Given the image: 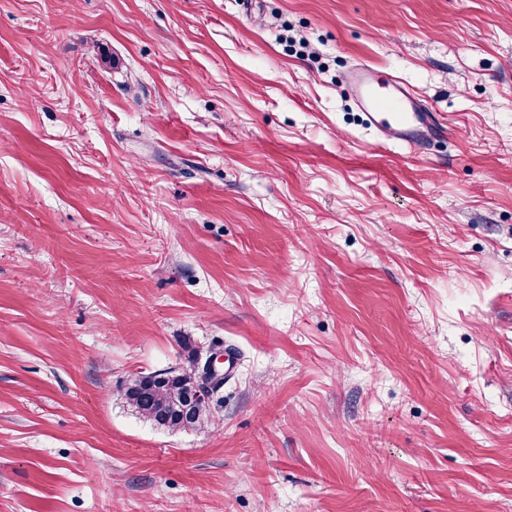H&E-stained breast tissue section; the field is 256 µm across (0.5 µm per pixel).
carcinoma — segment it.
Wrapping results in <instances>:
<instances>
[{"instance_id": "obj_1", "label": "carcinoma", "mask_w": 512, "mask_h": 512, "mask_svg": "<svg viewBox=\"0 0 512 512\" xmlns=\"http://www.w3.org/2000/svg\"><path fill=\"white\" fill-rule=\"evenodd\" d=\"M189 368L168 371L162 380L140 375L121 393V398L140 419L163 430H197L208 420L206 401L195 396L198 380L196 351L189 350Z\"/></svg>"}]
</instances>
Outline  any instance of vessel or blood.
Wrapping results in <instances>:
<instances>
[{
	"instance_id": "obj_1",
	"label": "vessel or blood",
	"mask_w": 512,
	"mask_h": 512,
	"mask_svg": "<svg viewBox=\"0 0 512 512\" xmlns=\"http://www.w3.org/2000/svg\"><path fill=\"white\" fill-rule=\"evenodd\" d=\"M346 83L370 127L388 142L414 149L440 134L429 107L401 78L363 65L348 73Z\"/></svg>"
}]
</instances>
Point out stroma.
Segmentation results:
<instances>
[{
	"label": "stroma",
	"instance_id": "obj_1",
	"mask_svg": "<svg viewBox=\"0 0 512 512\" xmlns=\"http://www.w3.org/2000/svg\"><path fill=\"white\" fill-rule=\"evenodd\" d=\"M0 512H512V0H0ZM346 83L370 127L388 142L412 150L440 134L433 112L401 78L361 65ZM189 351V368L157 375H166L162 380H145L139 375L121 393V398L140 419L163 430H197L208 420L207 400L196 398L195 383L198 380L196 351L185 342ZM225 358V359H224ZM236 354L232 350L224 349V357H218L214 352H211L207 358L205 359L203 366L201 368V371L199 373L200 381V393L206 394L208 392H215L217 389H219L224 381L217 385L216 387L213 386V381H211V376L216 374L218 372L216 365L217 363H222V360H224V364H228L227 368H225L224 371V378L226 377L227 380H229L233 373V367H234V359H236ZM214 387V388H213ZM213 389V390H212Z\"/></svg>",
	"mask_w": 512,
	"mask_h": 512
}]
</instances>
